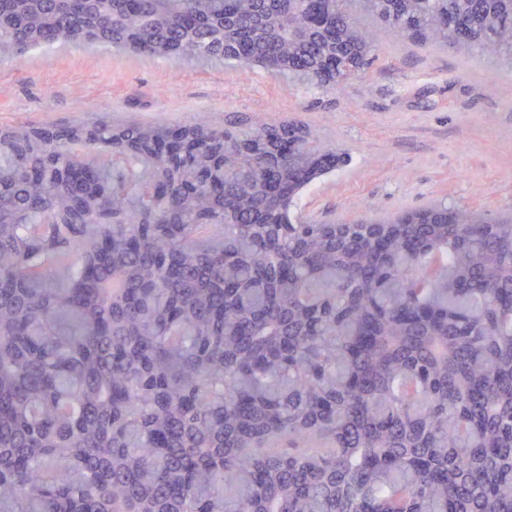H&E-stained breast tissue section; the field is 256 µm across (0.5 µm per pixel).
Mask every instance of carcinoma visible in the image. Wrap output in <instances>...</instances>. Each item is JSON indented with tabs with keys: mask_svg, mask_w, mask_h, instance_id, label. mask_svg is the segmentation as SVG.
<instances>
[{
	"mask_svg": "<svg viewBox=\"0 0 512 512\" xmlns=\"http://www.w3.org/2000/svg\"><path fill=\"white\" fill-rule=\"evenodd\" d=\"M350 2L0 0V62L103 44L328 92L375 45ZM364 8L512 59V0ZM340 162L260 116L0 131V512H512V216L293 215Z\"/></svg>",
	"mask_w": 512,
	"mask_h": 512,
	"instance_id": "carcinoma-1",
	"label": "carcinoma"
}]
</instances>
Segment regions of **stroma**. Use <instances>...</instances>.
Returning a JSON list of instances; mask_svg holds the SVG:
<instances>
[{
    "mask_svg": "<svg viewBox=\"0 0 512 512\" xmlns=\"http://www.w3.org/2000/svg\"><path fill=\"white\" fill-rule=\"evenodd\" d=\"M258 114L298 122L347 154L302 193L337 224L446 201L493 220L512 209V66L455 44L421 47L376 30L366 68L327 93L222 59H158L59 44L0 63V129L18 123L182 124Z\"/></svg>",
    "mask_w": 512,
    "mask_h": 512,
    "instance_id": "obj_1",
    "label": "stroma"
}]
</instances>
